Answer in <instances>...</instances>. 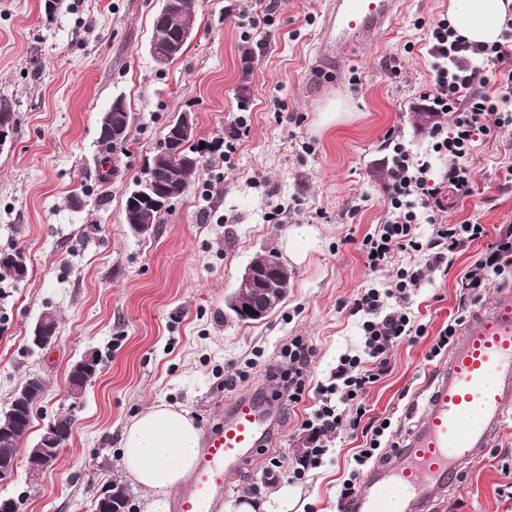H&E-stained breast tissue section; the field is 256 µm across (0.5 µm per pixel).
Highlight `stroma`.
Wrapping results in <instances>:
<instances>
[{
    "label": "stroma",
    "mask_w": 512,
    "mask_h": 512,
    "mask_svg": "<svg viewBox=\"0 0 512 512\" xmlns=\"http://www.w3.org/2000/svg\"><path fill=\"white\" fill-rule=\"evenodd\" d=\"M43 5L0 0V99L16 119L13 145L0 151V252H23L29 267L24 280L0 281V408L29 375H41L46 396L26 445L62 416L73 418L74 434L48 470L35 475L18 463L0 497L14 499L17 512H93L104 484L125 483L121 432L144 407L185 409L207 431L238 395H275L267 373L287 369L282 350L292 339L314 348L313 383L360 349L351 299L386 287L399 268L370 270L361 250L388 218L395 146L430 161L433 180L444 174L420 112L433 87L428 26L447 17L448 0H401L383 42L363 45L340 80L317 86L306 75L324 0H198L197 38L163 67L149 52L161 0H64L50 21ZM263 14L268 22L252 24ZM118 96L131 132L103 183L98 119ZM334 101L339 119L320 128ZM184 111L194 112L197 137L213 150L151 236H135L123 222L126 191ZM466 164L472 194L444 192L433 217L481 224L496 237L512 228V126L475 143ZM302 226L316 230L318 243L297 262L287 242ZM484 247L479 240L457 252L448 271H425L410 296L425 334L391 349L389 372L365 397L370 416L391 418L394 441L406 442L416 425L402 393L425 405L448 362L427 358L441 328L475 310L460 302L461 281ZM259 254L286 262V300L260 323L225 317L226 297ZM47 310L58 317V339L36 355L28 334ZM90 349L101 371L74 405L68 370ZM238 371L243 379L225 387ZM312 404L305 398L278 421L275 447L227 475L221 512H336L337 486L363 438L344 427L328 433L331 460L293 480ZM272 456L280 466L271 471ZM460 473L430 512H512V415Z\"/></svg>",
    "instance_id": "1"
}]
</instances>
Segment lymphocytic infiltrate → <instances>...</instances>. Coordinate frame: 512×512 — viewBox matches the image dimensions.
Segmentation results:
<instances>
[{
  "instance_id": "obj_1",
  "label": "lymphocytic infiltrate",
  "mask_w": 512,
  "mask_h": 512,
  "mask_svg": "<svg viewBox=\"0 0 512 512\" xmlns=\"http://www.w3.org/2000/svg\"><path fill=\"white\" fill-rule=\"evenodd\" d=\"M428 53L435 71L433 108L453 117L451 127L437 123L429 132L436 150L447 154L448 170L443 183L433 184L429 162L397 148L385 185L390 217L362 241L371 269L387 265L400 254L409 262L399 269L393 286L370 288L354 298L350 312L363 317L362 350L339 357L330 383L310 384L308 367L314 349L303 339H294L284 350L291 367L280 379L289 405L301 403L307 391H314L316 396L313 413L300 424L314 446L307 450L300 469L294 471V479H302L306 470L320 467L328 457V448L318 443L321 435L346 425L360 431L365 440L364 448L353 456L354 470L337 488L341 507L356 496L360 469L389 461L390 451L398 447L397 442L386 439L383 420L367 418L364 395L388 373L390 349L424 334V325L416 323L407 307L411 293L420 288L424 269L447 266L450 254L485 234L480 224H436L429 236H422L420 210L439 201L444 189L469 193L470 172L464 160L473 144L496 129L512 125V21L498 41L473 45L456 35L447 20H439L430 29ZM510 263L512 229L489 244L483 257L465 274L462 288L466 298L478 302L492 277Z\"/></svg>"
}]
</instances>
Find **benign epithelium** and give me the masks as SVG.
<instances>
[{
    "mask_svg": "<svg viewBox=\"0 0 512 512\" xmlns=\"http://www.w3.org/2000/svg\"><path fill=\"white\" fill-rule=\"evenodd\" d=\"M162 13L175 16L179 25L175 30V40L169 43L168 54L155 57L159 65H164L169 58L192 40L195 30L196 11L193 0H163ZM176 135L185 140L186 144L198 142L195 117L191 112L179 115ZM140 186L128 193L130 203L140 208L166 207L172 199L170 189L160 177L158 170L151 167L139 178ZM241 283L245 289H235L227 298L225 305L228 312L241 321L261 322L271 314L273 297L288 295V286L279 272L278 265L267 256L259 255L244 268ZM57 340V326L40 316L33 325L30 336V350L34 354H42L51 349ZM101 360L97 351L85 352L72 365L67 382V393L78 404L86 390V377L97 374ZM46 385L33 382L15 392L10 409L0 412L5 425L0 428V445L9 446L13 441L10 430L11 421L21 418V410L31 408L41 402L45 396ZM73 433L72 422L64 425L52 422L48 424L38 441L28 450L27 458L32 472L39 474L56 459L60 450L69 441ZM17 473V461L10 456L0 457V485H8L14 481Z\"/></svg>",
    "mask_w": 512,
    "mask_h": 512,
    "instance_id": "7a95c632",
    "label": "benign epithelium"
}]
</instances>
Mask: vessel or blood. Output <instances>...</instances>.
<instances>
[{
  "label": "vessel or blood",
  "instance_id": "1",
  "mask_svg": "<svg viewBox=\"0 0 512 512\" xmlns=\"http://www.w3.org/2000/svg\"><path fill=\"white\" fill-rule=\"evenodd\" d=\"M400 0H332L308 77L323 82L330 67L351 57L362 41H381L400 12ZM271 399L236 398L220 427L206 435L174 512H219L226 473L257 448L273 444ZM512 412V297L503 295L477 313L448 354L423 414L398 464L372 469L351 512H423L452 485L456 463L488 447Z\"/></svg>",
  "mask_w": 512,
  "mask_h": 512
}]
</instances>
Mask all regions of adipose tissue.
Listing matches in <instances>:
<instances>
[{
    "mask_svg": "<svg viewBox=\"0 0 512 512\" xmlns=\"http://www.w3.org/2000/svg\"><path fill=\"white\" fill-rule=\"evenodd\" d=\"M512 20V0H448V23L473 44L499 40ZM201 427L187 411L159 403L131 419L121 434L120 466L147 495V512H169V495L188 476Z\"/></svg>",
    "mask_w": 512,
    "mask_h": 512,
    "instance_id": "obj_1",
    "label": "adipose tissue"
}]
</instances>
